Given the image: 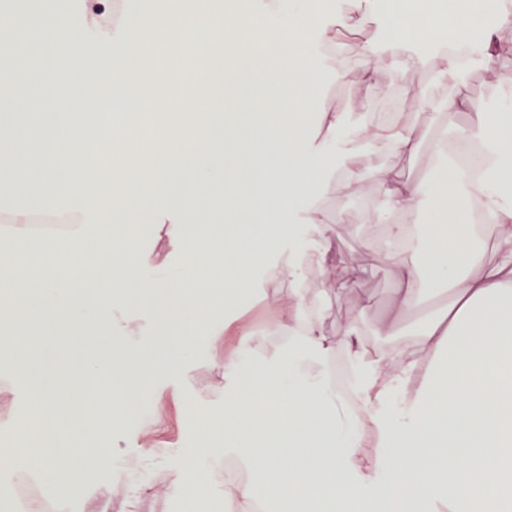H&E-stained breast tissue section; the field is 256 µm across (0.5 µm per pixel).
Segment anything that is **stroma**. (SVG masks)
Segmentation results:
<instances>
[{"label":"stroma","instance_id":"obj_1","mask_svg":"<svg viewBox=\"0 0 512 512\" xmlns=\"http://www.w3.org/2000/svg\"><path fill=\"white\" fill-rule=\"evenodd\" d=\"M378 32L373 25L361 23L341 27L336 36V52L344 56L348 64V75L339 84L336 95V108L343 112L362 111L367 123L387 124L386 116L377 112L378 104L388 95L392 76L386 70H379L370 85L359 83L360 59L358 48L375 41ZM512 87V60H502L496 67L495 78H488L481 69L469 72L461 87L462 96L473 100H483L495 95L497 87ZM411 121L417 137L423 141L421 152L406 157L388 149L365 148L360 155V165L364 171L386 167L402 180L425 181L437 163L429 143L436 128H443L446 135L456 136L468 123L464 112L454 113L450 122L439 123L433 107H425L412 115ZM378 187L373 181H366L363 189L355 195L341 198H328L325 207L328 213H340V222L331 223V236L336 252L352 255L361 268L362 274L356 279L352 290L327 298L323 295L324 280L317 269L308 270L302 283L307 295L322 299V313L317 319L323 336L336 341L343 324L357 320L365 335L371 336L375 347L389 344V337L379 335L378 327L389 312L391 297L399 288L400 282L390 268L386 254L376 246L372 228L365 221V213L360 204L373 200ZM287 308L280 303L260 302L245 316L251 328L257 329V336L250 342L251 351L270 353L279 349L284 340L281 336L265 332L268 323L287 315ZM165 376H157L150 384L153 391L159 392V400L150 401L152 414L144 426H131L126 434L115 437L113 443L119 455V467L112 471L94 470L89 474L88 492L78 500V507L85 512H175L178 498L170 487L166 462L172 460L193 434V418L189 407L177 404L161 388ZM181 381L190 400H201L219 406L224 402L223 379L214 367L210 354H198L181 373ZM148 428L154 442L155 454L145 459L134 447V440L140 428ZM146 474L151 479L149 488L137 485V475ZM110 488V504H102L100 491Z\"/></svg>","mask_w":512,"mask_h":512}]
</instances>
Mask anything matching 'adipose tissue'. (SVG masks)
I'll list each match as a JSON object with an SVG mask.
<instances>
[{"label":"adipose tissue","instance_id":"ef3b65f1","mask_svg":"<svg viewBox=\"0 0 512 512\" xmlns=\"http://www.w3.org/2000/svg\"><path fill=\"white\" fill-rule=\"evenodd\" d=\"M483 10V0L451 11L442 0H151L117 13L112 0H78L73 9L32 0L14 32L28 63L1 66L0 87L68 79L79 56L122 115L109 134L101 114L75 124L30 113L0 126V151L25 165L0 182V200L14 208L11 237L0 243L9 270L0 280V337L16 385L44 360L29 313L49 325L70 318L113 347L44 373L42 424L17 427L0 462L36 475L49 500L84 497L90 470L117 463L103 435L137 419L138 380L165 371L168 396L185 398L180 366L159 335L165 328L183 358L210 353L224 377L223 408H195L199 431L172 467L173 490L190 501L211 512H252L259 497L269 512H512V114L453 95L437 105L470 114L465 138L480 144L486 169L475 193L444 162L430 183L398 181L384 168L365 175L357 163L364 141L417 154L408 113L369 128L321 97L347 71L334 53L336 29L358 19L380 27L378 41L359 49L361 83L380 69L403 81L424 70L460 86L456 47L492 70L512 58V0H497L493 19L476 25ZM106 43L126 64L101 52ZM219 48L216 106L196 90L212 80L202 61ZM221 110L235 122L217 127ZM369 177L382 192L367 222H390L411 242L408 253L387 257L405 287L382 334L418 307L416 281L449 293L447 317L388 353L369 351L353 321L328 341L306 318L301 288L311 266L339 290L358 276L332 249L324 202L356 193ZM34 204L67 212L66 233L32 237ZM477 207L495 226L492 242L479 246L461 221ZM157 236L169 262L146 245ZM282 277L293 284L288 316L269 328L287 342L246 354L254 335L247 308ZM231 334L241 345L223 351ZM338 347L357 412L326 380ZM96 378L108 388L93 408L58 388ZM367 442L377 446L370 461ZM221 448L245 475L226 476L217 491L205 463Z\"/></svg>","mask_w":512,"mask_h":512}]
</instances>
